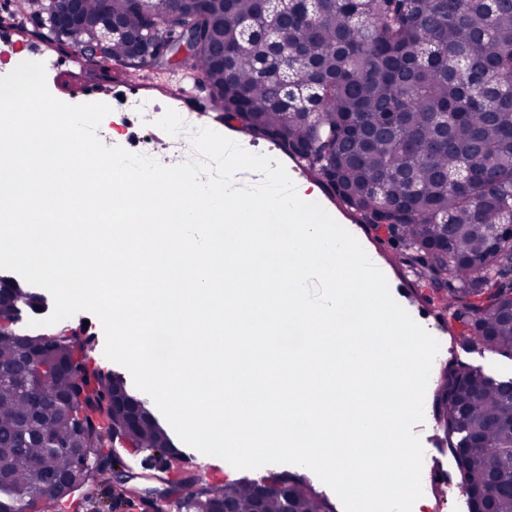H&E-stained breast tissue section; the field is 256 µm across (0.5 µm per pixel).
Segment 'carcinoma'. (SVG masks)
<instances>
[{"label": "carcinoma", "instance_id": "obj_1", "mask_svg": "<svg viewBox=\"0 0 512 512\" xmlns=\"http://www.w3.org/2000/svg\"><path fill=\"white\" fill-rule=\"evenodd\" d=\"M112 0L143 37L96 60L135 70L161 65L184 29L196 37L186 67L241 126L300 159L366 230H382L413 274L415 294L448 316L451 338L512 358V0ZM82 27L59 34L53 0L0 16V27L79 51ZM38 313L45 298L15 280L0 287V512H46L81 464L85 489L112 484V428L125 423L141 449L178 455L168 432L125 379L89 365V342L17 330L13 307ZM38 358L37 384L16 366ZM434 413L469 512H512V379L452 361ZM201 485L178 512H333L302 477L271 473Z\"/></svg>", "mask_w": 512, "mask_h": 512}]
</instances>
